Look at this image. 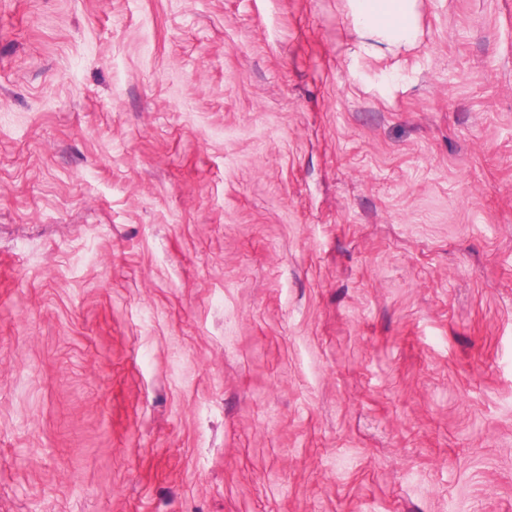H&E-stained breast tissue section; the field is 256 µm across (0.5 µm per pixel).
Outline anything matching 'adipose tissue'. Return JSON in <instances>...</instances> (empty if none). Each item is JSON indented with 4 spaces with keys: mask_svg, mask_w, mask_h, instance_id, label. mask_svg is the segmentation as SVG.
I'll return each instance as SVG.
<instances>
[{
    "mask_svg": "<svg viewBox=\"0 0 512 512\" xmlns=\"http://www.w3.org/2000/svg\"><path fill=\"white\" fill-rule=\"evenodd\" d=\"M355 34L378 43L398 45L419 35L418 0H347Z\"/></svg>",
    "mask_w": 512,
    "mask_h": 512,
    "instance_id": "ef3b65f1",
    "label": "adipose tissue"
}]
</instances>
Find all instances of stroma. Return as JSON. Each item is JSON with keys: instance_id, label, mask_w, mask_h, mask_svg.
<instances>
[{"instance_id": "1", "label": "stroma", "mask_w": 512, "mask_h": 512, "mask_svg": "<svg viewBox=\"0 0 512 512\" xmlns=\"http://www.w3.org/2000/svg\"><path fill=\"white\" fill-rule=\"evenodd\" d=\"M0 0V512H512V0ZM354 33L377 43L398 45L419 35L418 0H347Z\"/></svg>"}]
</instances>
